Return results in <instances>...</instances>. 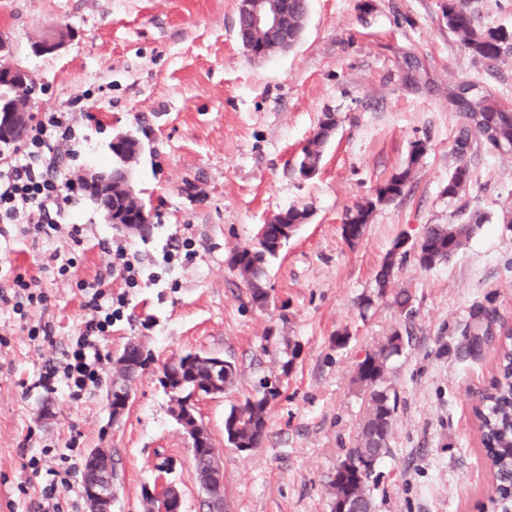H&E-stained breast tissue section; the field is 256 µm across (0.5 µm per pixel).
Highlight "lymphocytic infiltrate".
<instances>
[{
    "label": "lymphocytic infiltrate",
    "instance_id": "obj_1",
    "mask_svg": "<svg viewBox=\"0 0 512 512\" xmlns=\"http://www.w3.org/2000/svg\"><path fill=\"white\" fill-rule=\"evenodd\" d=\"M78 119L74 112H45L29 124L21 145L0 163V223L22 224L32 235H43L62 242L50 259L60 275H68L75 261L70 252L85 241L84 225L73 222L72 206L83 195L85 186L76 181L70 169L58 162L62 147L79 142ZM192 240L183 237L178 245L164 252L160 270L148 271L138 254L126 244L113 242L111 260L94 280L82 282L83 307L88 317L78 336L62 359L47 360L33 381V388L51 395L59 385H66L72 397H80L101 381L102 360L99 345L112 328L117 308L128 302V289L158 285L161 271L175 260L191 259ZM120 278L125 289L113 293L112 278Z\"/></svg>",
    "mask_w": 512,
    "mask_h": 512
}]
</instances>
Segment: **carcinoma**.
I'll return each mask as SVG.
<instances>
[{"label":"carcinoma","instance_id":"cac0c4a2","mask_svg":"<svg viewBox=\"0 0 512 512\" xmlns=\"http://www.w3.org/2000/svg\"><path fill=\"white\" fill-rule=\"evenodd\" d=\"M446 17L448 28L454 32L468 52L485 61L498 59L503 46L512 41V33L503 29L477 28L467 10L466 0H448ZM459 126L454 139L457 165L444 194L454 200L472 181L468 164V152L473 141H487L484 127H491L495 140L505 145L503 153L512 154V108L499 102L493 95L474 99L470 109L476 110L484 119V125H472L467 112L454 99H449ZM338 124L333 114L326 112L319 119L314 137L310 139L312 151H303V159L319 167L322 157L320 147L328 141V131ZM424 152V145L417 141L411 145L408 160L391 177L376 189V196L355 207L346 214L342 224V236L351 244L359 240L369 223L374 209L402 197L411 181L415 165ZM484 223L479 212L461 213L455 222L430 224L420 239L416 260L423 269H430L450 260ZM392 250L377 272L379 293H384L394 275ZM237 266L241 280L248 286L252 302L266 306L267 291L263 286L267 259L276 255V249L260 240L238 251ZM409 338L403 332L394 331L386 341L365 351L358 362L353 383L367 397L365 415L359 424L355 446L348 449L336 468L331 482V512H372L371 487L377 477L376 468L388 453L392 436L393 418L397 395L388 385L386 373L389 359L399 354ZM278 390L261 384V390L244 398L242 404L234 405L224 416V438L235 448H257L262 443L267 427V414L271 400ZM482 408L477 410L482 442L486 448L493 476L496 481L493 503L496 512H512V334L501 346L498 355L497 376L481 396Z\"/></svg>","mask_w":512,"mask_h":512}]
</instances>
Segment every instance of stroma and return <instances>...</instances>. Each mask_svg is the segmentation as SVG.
<instances>
[{
	"mask_svg": "<svg viewBox=\"0 0 512 512\" xmlns=\"http://www.w3.org/2000/svg\"><path fill=\"white\" fill-rule=\"evenodd\" d=\"M447 3L309 0L299 42L254 62L237 39L239 0H0V40L38 83L33 116L73 101L93 115L78 124L71 170L111 164L113 135L132 133L143 151L131 178L155 213L149 236H129L81 197L88 242L66 277L49 260L56 240L23 236L12 224L0 237V285L35 276L49 297L23 319L0 310V512H38L50 477L28 460L40 453L74 472L60 493L63 512H85L82 472L93 448L112 455L113 512H144L143 489L167 458L183 512H205L189 444L158 382L164 361L189 352L220 355L239 371L235 387L199 405L223 460L226 512H331L330 484L366 410L352 382L356 365L404 329L409 342L388 361L397 404L374 512H493L474 407L496 374L502 329L512 326V224L502 221L512 211V154L475 145L473 179L448 199L457 122L446 88L470 80L512 106V48L494 64L475 59L449 30ZM52 25L72 40L36 54L34 42ZM326 112L339 125L306 178L297 158ZM416 141L425 151L405 196L377 206L362 239L347 243L345 212L371 198ZM291 206L308 207L310 218L267 264L269 301L260 308L229 258ZM462 206L484 216L462 249L428 270L414 254L396 258L379 294L376 275L395 241L416 243L425 225L451 222ZM185 228L192 260L130 292L100 343V385L78 398L64 388L26 390L77 335L86 316L78 284L105 269L106 243L118 239L158 260ZM401 290L412 296L409 320L392 304ZM40 322L51 324L52 342L30 341L28 326ZM133 338L153 361L115 423L106 400L112 358ZM290 344L298 352L285 372ZM263 381L280 395L261 447H227L225 413Z\"/></svg>",
	"mask_w": 512,
	"mask_h": 512,
	"instance_id": "stroma-1",
	"label": "stroma"
}]
</instances>
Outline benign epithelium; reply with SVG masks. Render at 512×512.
Wrapping results in <instances>:
<instances>
[{
	"label": "benign epithelium",
	"mask_w": 512,
	"mask_h": 512,
	"mask_svg": "<svg viewBox=\"0 0 512 512\" xmlns=\"http://www.w3.org/2000/svg\"><path fill=\"white\" fill-rule=\"evenodd\" d=\"M239 12L247 17L250 26L255 31L266 34L271 50L278 51L279 46L288 44L289 34L298 24V20L290 19L288 11L281 0H239ZM70 31L57 26L44 34L36 43V49L42 54H52L66 46ZM1 73H20L15 80V89L8 98H0V139L10 140L18 137L22 130L21 119L30 117L36 82L24 68L14 65H3ZM81 180L89 185L95 194L100 196L112 195V170H86L81 174ZM130 216L117 215L107 212L111 224H141L152 223V210L143 201H135L129 209ZM205 361L210 367L209 381L203 388L188 389L183 380V370L180 358L169 361L165 373L160 378L165 384V390L171 397L170 412L181 430L189 439L190 445L204 446L207 442L206 426L199 420L198 405L205 399H215L224 396V358L208 354H193L188 362ZM118 400L109 404L112 421L116 422L125 414L131 400V389L117 392ZM109 452L104 448H94L88 453L85 463V473L89 478L85 481L87 512H112L115 490L112 484V470L108 463ZM211 512H224V469L222 463L213 465L209 476ZM148 498L157 497L162 501L161 512H182L183 498L175 484L167 478L163 471L157 477L154 489L145 491Z\"/></svg>",
	"instance_id": "obj_1"
}]
</instances>
